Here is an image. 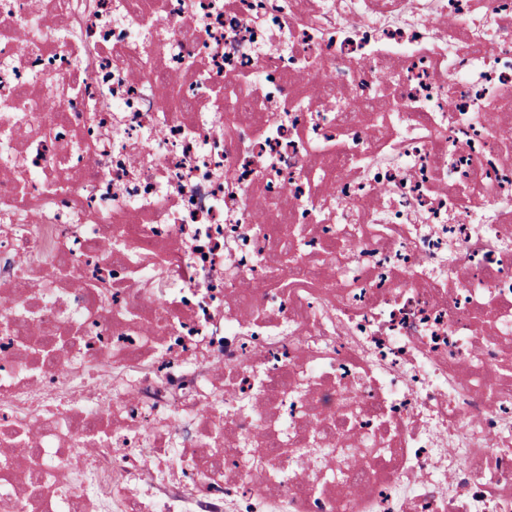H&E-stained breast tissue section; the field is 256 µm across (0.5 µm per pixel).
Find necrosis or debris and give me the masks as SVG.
I'll return each instance as SVG.
<instances>
[{"instance_id": "4bbe7bcc", "label": "necrosis or debris", "mask_w": 512, "mask_h": 512, "mask_svg": "<svg viewBox=\"0 0 512 512\" xmlns=\"http://www.w3.org/2000/svg\"><path fill=\"white\" fill-rule=\"evenodd\" d=\"M81 504L512 512V0H0V512Z\"/></svg>"}]
</instances>
